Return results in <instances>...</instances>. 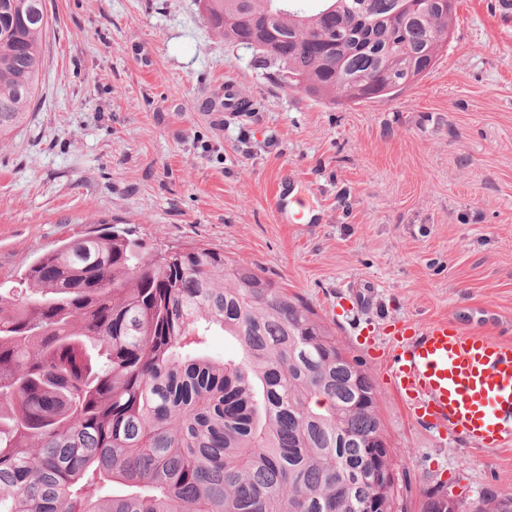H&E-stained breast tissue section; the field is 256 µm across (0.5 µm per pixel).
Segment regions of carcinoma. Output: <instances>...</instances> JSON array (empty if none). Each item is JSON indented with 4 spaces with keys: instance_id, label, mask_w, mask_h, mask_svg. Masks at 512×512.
Segmentation results:
<instances>
[{
    "instance_id": "obj_1",
    "label": "carcinoma",
    "mask_w": 512,
    "mask_h": 512,
    "mask_svg": "<svg viewBox=\"0 0 512 512\" xmlns=\"http://www.w3.org/2000/svg\"><path fill=\"white\" fill-rule=\"evenodd\" d=\"M199 0L286 89L393 96L448 44L455 0ZM45 0H0V142L28 124ZM214 328L235 358L207 352ZM372 378L298 294L201 244L86 234L0 288V512H403ZM366 470L394 476L375 486ZM420 512H512L487 491Z\"/></svg>"
}]
</instances>
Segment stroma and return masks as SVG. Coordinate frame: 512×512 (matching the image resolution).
<instances>
[{
	"instance_id": "1",
	"label": "stroma",
	"mask_w": 512,
	"mask_h": 512,
	"mask_svg": "<svg viewBox=\"0 0 512 512\" xmlns=\"http://www.w3.org/2000/svg\"><path fill=\"white\" fill-rule=\"evenodd\" d=\"M458 0L434 67L391 98L284 89L197 0H46L28 124L0 143V284L60 241L124 224L198 242L299 294L373 379L406 512L422 488L512 494V447L417 419L390 331L459 322L512 343V14ZM234 84L253 108L218 112ZM309 197L293 224L277 188Z\"/></svg>"
}]
</instances>
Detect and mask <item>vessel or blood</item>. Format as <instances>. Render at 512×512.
Returning <instances> with one entry per match:
<instances>
[{
	"label": "vessel or blood",
	"mask_w": 512,
	"mask_h": 512,
	"mask_svg": "<svg viewBox=\"0 0 512 512\" xmlns=\"http://www.w3.org/2000/svg\"><path fill=\"white\" fill-rule=\"evenodd\" d=\"M391 382L418 419L491 448L512 446V344L466 335L445 319L405 326L389 354Z\"/></svg>",
	"instance_id": "obj_1"
}]
</instances>
